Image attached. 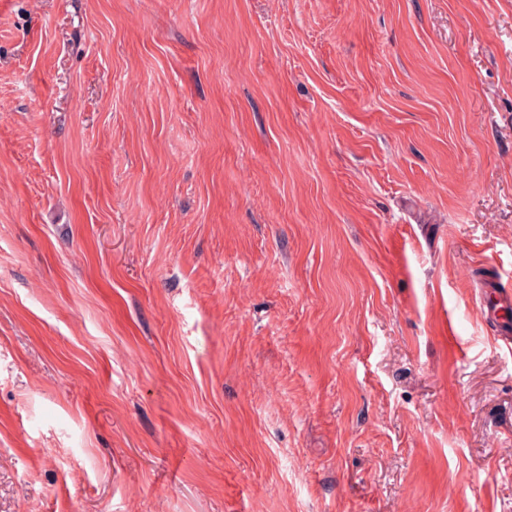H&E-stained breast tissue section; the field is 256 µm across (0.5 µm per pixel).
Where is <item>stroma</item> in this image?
I'll return each mask as SVG.
<instances>
[{"label": "stroma", "instance_id": "obj_1", "mask_svg": "<svg viewBox=\"0 0 512 512\" xmlns=\"http://www.w3.org/2000/svg\"><path fill=\"white\" fill-rule=\"evenodd\" d=\"M512 0H0V512H512ZM479 310L482 319L495 328L497 340L504 346L512 347V290L497 288L486 290L479 295Z\"/></svg>", "mask_w": 512, "mask_h": 512}]
</instances>
